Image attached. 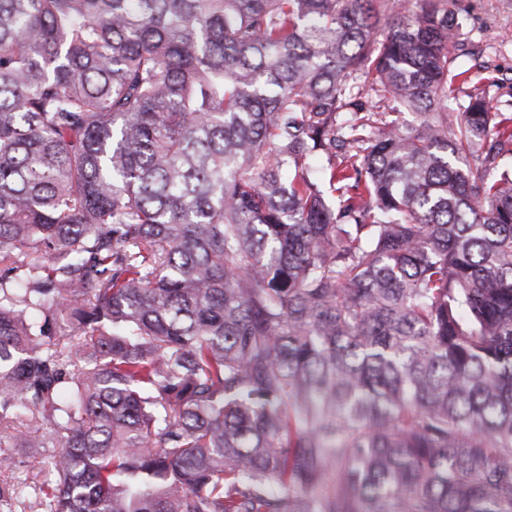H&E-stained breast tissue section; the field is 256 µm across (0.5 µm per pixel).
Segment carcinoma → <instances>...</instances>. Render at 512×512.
<instances>
[{
    "label": "carcinoma",
    "instance_id": "1",
    "mask_svg": "<svg viewBox=\"0 0 512 512\" xmlns=\"http://www.w3.org/2000/svg\"><path fill=\"white\" fill-rule=\"evenodd\" d=\"M417 5L0 0L38 512H512V101Z\"/></svg>",
    "mask_w": 512,
    "mask_h": 512
}]
</instances>
